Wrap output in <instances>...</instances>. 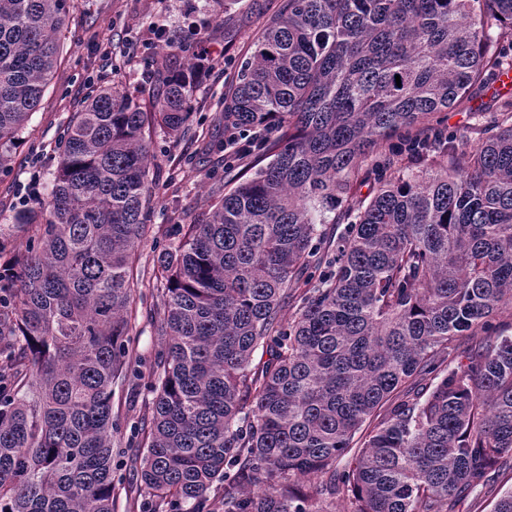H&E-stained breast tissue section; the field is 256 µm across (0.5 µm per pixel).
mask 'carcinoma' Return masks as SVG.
Segmentation results:
<instances>
[{"instance_id":"obj_1","label":"carcinoma","mask_w":512,"mask_h":512,"mask_svg":"<svg viewBox=\"0 0 512 512\" xmlns=\"http://www.w3.org/2000/svg\"><path fill=\"white\" fill-rule=\"evenodd\" d=\"M69 12L0 0V170ZM510 50L512 0H287L267 21L224 120L275 131L156 260L164 347L134 470L155 512H198L215 486L224 512H450L512 455V99L474 113L469 139L431 137ZM155 65L148 101L108 86L73 113L49 200L15 214L0 512H117L112 385L132 375L150 141L185 133L196 82L189 62ZM320 224L346 228L315 274Z\"/></svg>"}]
</instances>
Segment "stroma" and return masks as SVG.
I'll return each mask as SVG.
<instances>
[{
  "label": "stroma",
  "mask_w": 512,
  "mask_h": 512,
  "mask_svg": "<svg viewBox=\"0 0 512 512\" xmlns=\"http://www.w3.org/2000/svg\"><path fill=\"white\" fill-rule=\"evenodd\" d=\"M283 4L284 0H71L70 20L62 36L64 57L53 88L33 114L25 142L13 150L11 169L0 173V225L11 224L32 173H39L41 195L49 197L58 165V137L86 97L112 84L141 95L150 86L146 77L150 53L187 41L197 50L209 47L210 71L195 86L189 131L178 142L161 128L152 135L153 231L138 243L134 265L139 290L145 299H152L158 252L173 242L176 225L204 223L215 197L229 182L224 174V95L268 18ZM154 23L168 27L167 40L148 50L138 46L125 57L103 55L106 43L150 38ZM133 339L131 354L140 377L135 383L116 385L112 399L119 437L114 450L118 512H140L143 502L129 479L130 466L140 454L132 426L150 397L149 370L161 349L146 317H139ZM511 488L512 457L481 491L457 501L454 512H492L497 499Z\"/></svg>",
  "instance_id": "1"
}]
</instances>
